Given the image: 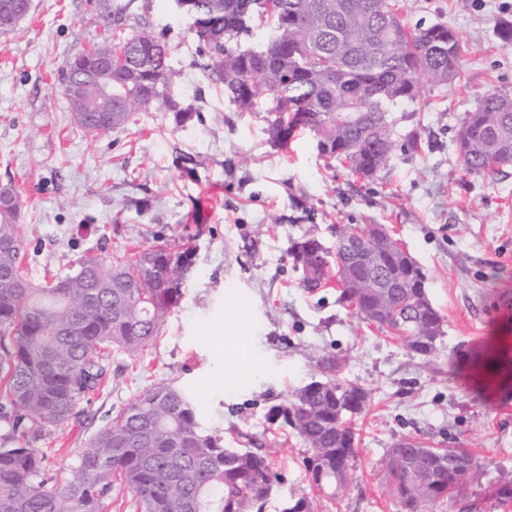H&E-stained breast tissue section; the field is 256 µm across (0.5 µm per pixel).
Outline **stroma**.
<instances>
[{
  "instance_id": "35a3bbf8",
  "label": "stroma",
  "mask_w": 512,
  "mask_h": 512,
  "mask_svg": "<svg viewBox=\"0 0 512 512\" xmlns=\"http://www.w3.org/2000/svg\"><path fill=\"white\" fill-rule=\"evenodd\" d=\"M107 0H31L16 28L0 31V188L21 201L23 268L32 282L76 271L81 258L120 260L136 244L192 249L178 305L151 347L112 348L107 382L55 431L64 481L84 447L129 403L167 384L187 392L205 428L228 448L266 453L277 475L260 512H282L307 488L311 450L270 410L323 379V357L370 394L356 417V455L346 487L316 501V512H404L388 476L391 448L415 439L430 448H464L478 466L462 491L427 512H512L495 491L512 477V380L498 382L481 358L489 347L512 356V318L497 297L512 291V166L468 172L457 138L467 112L490 91L512 94V0H403L408 25L451 27L462 45L458 78L426 90L425 108L397 107L399 138L377 175L320 158L300 131L273 147L265 115L240 112L197 68L199 42L172 0H133L170 49L176 96L192 117L159 108L135 114L97 139L84 136L60 86L67 59L104 36ZM383 224L418 264L442 317L436 352L416 356L388 329L362 319L336 286L299 288L291 246L317 238L335 251L349 225ZM250 316L239 344L251 365L228 383L224 327L235 307Z\"/></svg>"
}]
</instances>
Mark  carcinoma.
Segmentation results:
<instances>
[{
	"label": "carcinoma",
	"mask_w": 512,
	"mask_h": 512,
	"mask_svg": "<svg viewBox=\"0 0 512 512\" xmlns=\"http://www.w3.org/2000/svg\"><path fill=\"white\" fill-rule=\"evenodd\" d=\"M127 3L112 5L98 23L112 37L69 60L62 70L68 99L91 97L75 79V65L90 57L112 60V99L92 97L112 111V127L79 122L96 137L128 124L137 112L164 107L180 112L171 92L169 51L145 21L126 24ZM203 28L195 30L201 61L212 83L224 87L241 112L266 113L271 144L285 148L295 130L317 139L321 156L346 161L357 174L374 176L395 147L393 108L420 98V84L446 85L459 75L461 46L445 24L406 28L398 0H196ZM269 28L260 49L242 48L253 23ZM458 146L465 169L497 173L494 154L512 151V95L484 94L467 113ZM20 203L0 211V241L11 245L8 272L0 274V512H104L112 484L134 495V512H253L272 488L267 455L226 448L223 436L202 427L184 392L155 386L132 401L78 449L62 483L47 439L75 415L106 374L108 349L136 355L151 346L161 323L181 298L191 265L188 250L153 244L129 263L104 258L79 261L78 271L37 286L26 278L18 233ZM321 242L307 237L292 246L301 287L312 293L337 279L340 299L362 312L367 303L341 256L315 262ZM381 274L405 280L392 307L376 323L406 336L441 321L431 307L415 312L413 297L426 294L425 277L406 253L383 252ZM339 364L324 360L326 379L297 392L276 417L311 448L306 460L313 490L336 496L348 479L355 434L348 403L367 402L359 386L337 378ZM148 432L133 446L130 436ZM332 448L341 449L335 456ZM403 455L414 465L389 463L393 489L405 512L461 488L477 468L462 448H426L407 440Z\"/></svg>",
	"instance_id": "1"
}]
</instances>
